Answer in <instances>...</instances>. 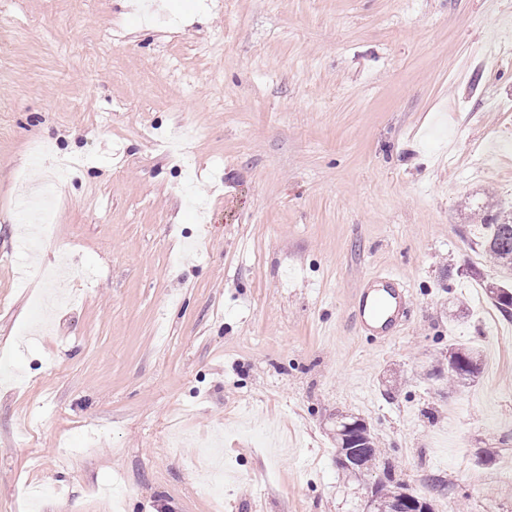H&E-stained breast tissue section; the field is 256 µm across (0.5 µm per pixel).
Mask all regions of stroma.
I'll list each match as a JSON object with an SVG mask.
<instances>
[{"label":"stroma","mask_w":512,"mask_h":512,"mask_svg":"<svg viewBox=\"0 0 512 512\" xmlns=\"http://www.w3.org/2000/svg\"><path fill=\"white\" fill-rule=\"evenodd\" d=\"M512 0H0V512H512ZM507 109L485 107L487 98ZM55 185L22 247L19 199ZM385 271L395 337L352 304ZM481 350L448 384V348ZM491 448V462L479 463ZM478 227L476 245L482 247L499 266L512 271V213L491 218ZM377 279V288H362L356 295L352 316L362 329L388 338L407 312L408 292L391 271ZM350 433H353V436L356 437V440L353 441V446H358V448H356V461L351 448L345 449L340 460L348 466L352 465L355 461V465L352 470L348 469L345 465H342L339 462L337 453L336 464L339 468L348 472L362 473L373 471L374 467L379 464L380 451L374 446L369 428L363 424L361 427L356 429L355 432ZM367 444H369V446H366ZM388 482L378 487L375 492L374 509L376 512H391L393 499L406 490L400 483L391 484L393 483L391 479Z\"/></svg>","instance_id":"35a3bbf8"}]
</instances>
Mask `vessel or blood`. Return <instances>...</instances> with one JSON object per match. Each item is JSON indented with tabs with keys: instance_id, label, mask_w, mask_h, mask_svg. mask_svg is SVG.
<instances>
[{
	"instance_id": "vessel-or-blood-1",
	"label": "vessel or blood",
	"mask_w": 512,
	"mask_h": 512,
	"mask_svg": "<svg viewBox=\"0 0 512 512\" xmlns=\"http://www.w3.org/2000/svg\"><path fill=\"white\" fill-rule=\"evenodd\" d=\"M407 305V290L399 276L389 271L380 276L378 287L359 291L352 316L362 329L387 338L404 317Z\"/></svg>"
}]
</instances>
